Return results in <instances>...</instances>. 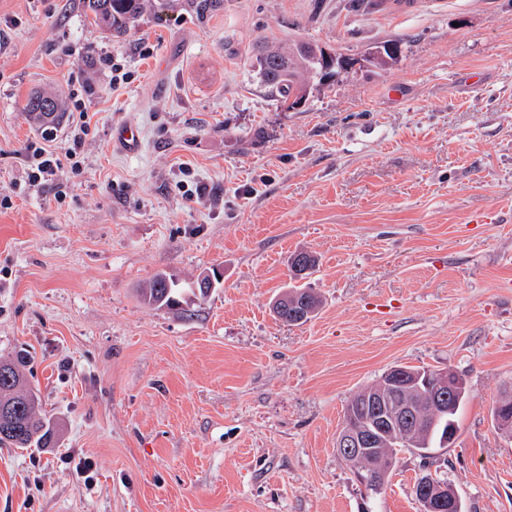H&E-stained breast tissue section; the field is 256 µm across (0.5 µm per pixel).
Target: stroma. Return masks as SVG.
Segmentation results:
<instances>
[{"label":"stroma","instance_id":"1","mask_svg":"<svg viewBox=\"0 0 512 512\" xmlns=\"http://www.w3.org/2000/svg\"><path fill=\"white\" fill-rule=\"evenodd\" d=\"M289 40L353 60L295 109L257 78ZM386 44L398 63L371 67ZM75 89L82 167L29 186L27 145L72 143ZM37 92L64 102L49 135ZM4 196L0 358L27 354L58 437L0 447V512H359L343 409L402 366L464 379L438 474L464 512H512L490 418L512 386V0H148L119 37L83 0H0ZM300 250L322 306L294 326L272 307ZM212 268L186 310L140 298ZM421 471L399 452L376 512H419ZM113 146L128 154H137L142 149L139 129L133 124H122L115 127L112 138Z\"/></svg>","mask_w":512,"mask_h":512}]
</instances>
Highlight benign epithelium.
I'll list each match as a JSON object with an SVG mask.
<instances>
[{"instance_id": "benign-epithelium-1", "label": "benign epithelium", "mask_w": 512, "mask_h": 512, "mask_svg": "<svg viewBox=\"0 0 512 512\" xmlns=\"http://www.w3.org/2000/svg\"><path fill=\"white\" fill-rule=\"evenodd\" d=\"M416 393L446 400L455 390L448 385V376L445 373L435 380L427 373L408 371L400 367L388 371L377 385L363 394L364 403L370 406V415L360 421H348L344 424L340 448L346 462L354 465L375 449L388 444L392 435L415 412ZM396 460L397 455L389 452L383 457V467L379 471L357 469L356 481L364 490V498L382 492L383 485L378 474H390ZM417 497L420 512H442L444 509L448 512H463L461 500L447 495L442 484L421 483Z\"/></svg>"}]
</instances>
